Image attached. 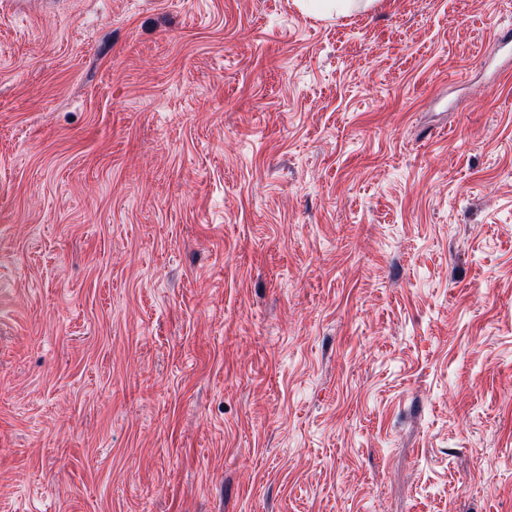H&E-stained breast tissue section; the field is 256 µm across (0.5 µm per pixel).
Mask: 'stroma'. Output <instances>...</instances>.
I'll return each instance as SVG.
<instances>
[{
  "mask_svg": "<svg viewBox=\"0 0 512 512\" xmlns=\"http://www.w3.org/2000/svg\"><path fill=\"white\" fill-rule=\"evenodd\" d=\"M512 0H0V512H512Z\"/></svg>",
  "mask_w": 512,
  "mask_h": 512,
  "instance_id": "obj_1",
  "label": "stroma"
}]
</instances>
